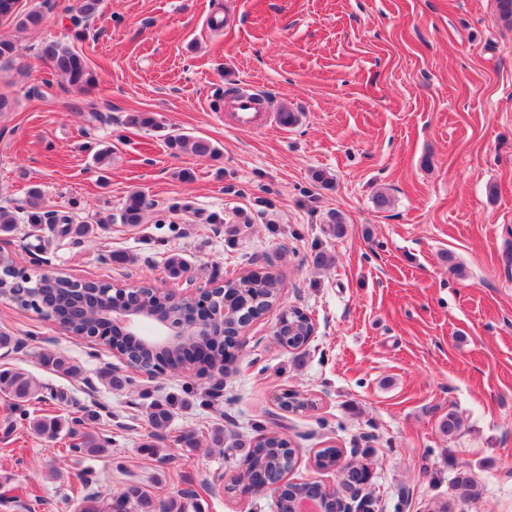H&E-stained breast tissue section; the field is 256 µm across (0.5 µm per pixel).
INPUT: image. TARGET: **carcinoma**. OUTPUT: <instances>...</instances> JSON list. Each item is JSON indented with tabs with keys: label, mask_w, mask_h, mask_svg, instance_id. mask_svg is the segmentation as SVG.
I'll use <instances>...</instances> for the list:
<instances>
[{
	"label": "carcinoma",
	"mask_w": 512,
	"mask_h": 512,
	"mask_svg": "<svg viewBox=\"0 0 512 512\" xmlns=\"http://www.w3.org/2000/svg\"><path fill=\"white\" fill-rule=\"evenodd\" d=\"M102 0H75L73 22L80 26L84 21L93 18L99 11ZM41 56L50 64L53 75L66 82L77 91H87L96 85V76L87 65L83 56L75 49L74 44L51 41L41 48ZM167 147L174 154L191 153L198 157L213 156L217 148L208 140L192 137L187 134H175L167 138ZM148 208L145 196L135 191L130 193L122 206L121 221L135 226L141 223L144 211ZM46 214L42 212L40 193H31L27 221L40 224ZM0 277L4 278L8 287L13 289V301L21 306L26 304V296L41 289L48 292L59 320L68 326L76 336H83L90 315L97 312L98 306L108 302L102 291L104 284L87 281L80 284L81 291L73 292L70 281L59 277L47 279L42 274L36 279L18 278L13 261L6 259L0 262ZM279 280L260 272L243 271L235 278L224 281V294L234 295V302L225 305L224 337L211 340L213 362L225 367L227 349L231 348L228 340L236 335L246 318H256L277 304ZM307 317L293 309L283 311L279 317L281 324L280 336L276 341L281 346L300 348L306 340ZM44 364L54 371L69 375L78 372L73 364L62 353L47 354L43 357ZM40 392V385L25 371L16 368L0 369V393L10 398L21 415H27L26 406ZM173 413L167 404H156L148 414V425L152 434L164 432L170 426ZM29 427L38 435L54 436L62 431L64 424L56 417L40 416L29 419ZM107 441L83 435L79 442L71 445V450L80 455H99L106 451ZM245 459L249 461L247 471L233 476L232 481L243 484L255 492L271 483H282L279 495V512H290V507L301 498L315 502L322 512H337L342 500L353 487L357 486L362 475L356 470L347 472L337 489H330L319 482H291L288 474L295 469L297 460L294 450L288 447V439L275 433L264 432L250 441ZM135 512H181V505L171 500L156 502L136 484L127 487L121 493Z\"/></svg>",
	"instance_id": "obj_1"
}]
</instances>
